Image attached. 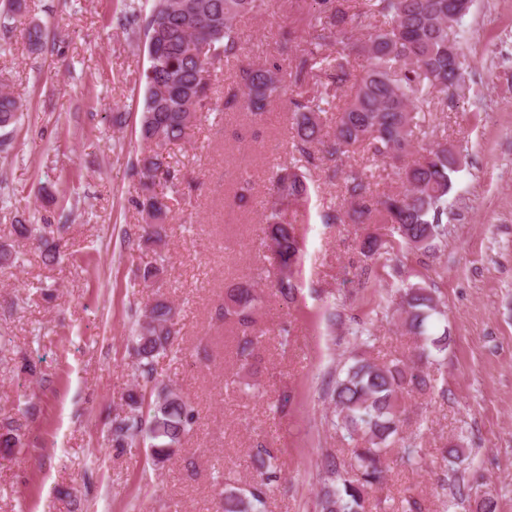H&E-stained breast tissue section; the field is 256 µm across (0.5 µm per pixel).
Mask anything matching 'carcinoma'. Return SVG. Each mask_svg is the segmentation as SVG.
Instances as JSON below:
<instances>
[{
	"mask_svg": "<svg viewBox=\"0 0 512 512\" xmlns=\"http://www.w3.org/2000/svg\"><path fill=\"white\" fill-rule=\"evenodd\" d=\"M269 2L152 0L143 17L135 0L124 4L125 16L142 18L149 60L140 118L144 149L137 159L140 194L135 199L146 224L144 244L155 247L154 258L139 269L145 288H161L166 257L158 246L166 238L172 196L179 193L178 171L167 148L184 138L198 114L209 110L214 65L229 64L239 56V23L266 10ZM319 4L321 32L306 41L287 66H242L237 90L224 95V107L240 105L257 117L290 87L299 89L297 97L289 99L296 126L290 161L271 174V201L260 241L278 270L271 288L288 302L297 295L295 268L303 251L297 221L288 220V208L308 201L310 195L302 169L334 162L352 149L363 150L371 165L351 172L345 183L354 221L389 224L397 234V247L428 251L446 235L442 216L460 159L448 151V143H436L399 169L401 189L382 194L370 191L372 167L403 159L415 148L420 114L469 93L461 74L464 50L454 27L470 12L472 0H319ZM362 22L369 32L360 39L354 37L353 28ZM352 53L366 61L358 74L350 63ZM314 77L324 79L325 88L349 91V100L336 109L330 132L322 118L330 106L329 93L301 91ZM7 87V78L0 77V128L12 125L21 108ZM161 180L169 192L155 190ZM381 247L374 233L358 240L359 253L366 259H374ZM260 303L259 292L247 281L229 289L224 300V323H234L240 330L236 361L242 368L252 365L266 335L256 328ZM399 310L407 332L419 341L416 360L377 364L356 357L340 369L328 393L338 409V426L354 442L349 452L355 472L341 468L335 455H326L321 512H366L370 492L385 478L384 457L391 445H397L404 463L419 458L416 445L399 435L398 400L405 393L426 392L424 365L448 350L450 336L446 329L440 334L429 332L441 311L434 290L425 284L408 282L399 289ZM176 336L175 307L157 293L131 330L133 369L142 383L125 393L121 412L112 420V446L124 448L146 435L148 462L154 470L164 468L175 456L196 423L195 409L183 395L161 392L155 385V362L173 351ZM252 464L258 475L244 485L231 471L217 470L215 479L224 485V512H261L274 494L280 480L276 457L259 445Z\"/></svg>",
	"mask_w": 512,
	"mask_h": 512,
	"instance_id": "1",
	"label": "carcinoma"
}]
</instances>
